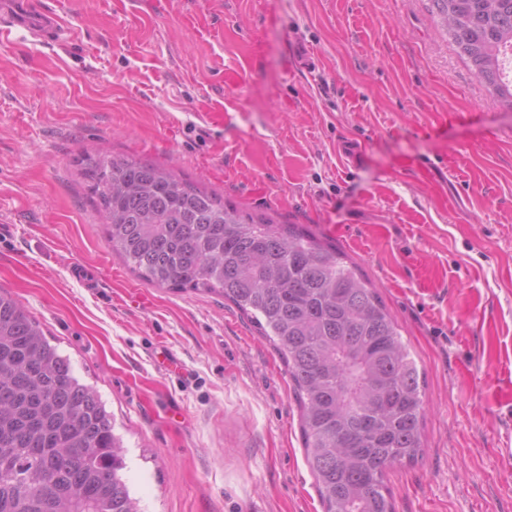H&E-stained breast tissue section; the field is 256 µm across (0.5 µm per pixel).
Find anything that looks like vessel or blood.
<instances>
[{
	"instance_id": "vessel-or-blood-1",
	"label": "vessel or blood",
	"mask_w": 512,
	"mask_h": 512,
	"mask_svg": "<svg viewBox=\"0 0 512 512\" xmlns=\"http://www.w3.org/2000/svg\"><path fill=\"white\" fill-rule=\"evenodd\" d=\"M67 25L63 12L43 8L40 0H0V43L11 41L18 28L28 30L33 38L53 41Z\"/></svg>"
}]
</instances>
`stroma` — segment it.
Returning a JSON list of instances; mask_svg holds the SVG:
<instances>
[{
  "instance_id": "1",
  "label": "stroma",
  "mask_w": 512,
  "mask_h": 512,
  "mask_svg": "<svg viewBox=\"0 0 512 512\" xmlns=\"http://www.w3.org/2000/svg\"><path fill=\"white\" fill-rule=\"evenodd\" d=\"M42 2L74 34L0 45V289L111 413L140 512L322 506L279 355L223 298L107 247L87 152L348 255L425 377L395 512H512V104L429 0Z\"/></svg>"
}]
</instances>
